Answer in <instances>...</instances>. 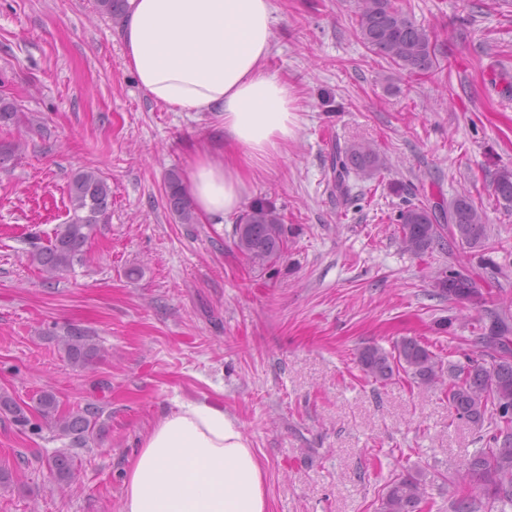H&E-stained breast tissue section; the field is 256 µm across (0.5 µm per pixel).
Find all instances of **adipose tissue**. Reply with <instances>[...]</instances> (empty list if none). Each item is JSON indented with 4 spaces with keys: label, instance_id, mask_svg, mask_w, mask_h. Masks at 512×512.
I'll use <instances>...</instances> for the list:
<instances>
[{
    "label": "adipose tissue",
    "instance_id": "adipose-tissue-1",
    "mask_svg": "<svg viewBox=\"0 0 512 512\" xmlns=\"http://www.w3.org/2000/svg\"><path fill=\"white\" fill-rule=\"evenodd\" d=\"M272 0H128L127 68L155 103L207 112L208 141L190 157L189 191L213 224L237 213L256 172L274 169L300 117L293 85L270 72ZM264 471L216 400H187L143 437L120 512H267Z\"/></svg>",
    "mask_w": 512,
    "mask_h": 512
}]
</instances>
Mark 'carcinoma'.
Returning a JSON list of instances; mask_svg holds the SVG:
<instances>
[{
    "mask_svg": "<svg viewBox=\"0 0 512 512\" xmlns=\"http://www.w3.org/2000/svg\"><path fill=\"white\" fill-rule=\"evenodd\" d=\"M94 6L99 14L119 24L126 0H95ZM355 32L369 51L409 77L426 75L436 67L434 32L416 23L397 0H359ZM18 119L15 101L1 95L0 126H9ZM381 166L379 154L369 146L338 143L330 157L328 185L344 195L351 175L372 178ZM493 190L497 199L512 203V171L498 172ZM67 194L66 221L57 225L48 244L33 253V260L48 280L82 264L98 225L108 223L110 218L112 186L99 170L77 171ZM165 198L178 223H197L192 198L175 170L167 174ZM397 223L406 250L417 256L434 248L450 253L458 243L470 249L481 248L488 238L485 217L467 195H458L446 205L411 204L399 211ZM232 239L246 262L260 270L273 267L288 252L283 215L265 198L254 200L237 217ZM431 286L436 295L462 305L476 308L487 303L483 286L462 265L440 271ZM51 335L73 367L86 368L99 357L100 348L93 335L78 324H66ZM481 342L494 359L489 367L471 358L464 365L446 364L428 345L412 337L402 338L389 351L375 343L366 344L357 351L356 359L364 374L377 381H386L401 371L418 384L435 385L448 374V408L455 417L479 427L487 420L495 426L493 447L470 456L461 479L480 486L496 512H507L512 508V318L505 313L492 314L490 324L481 326ZM0 411L33 431L45 425L59 437L70 439L72 447H83L90 438L103 433V410L97 403L62 410L56 395L48 391L37 399L41 425L32 423L26 409L7 395H0ZM49 469L59 483L66 484L73 475L74 457L57 454L49 460ZM424 500L422 479L409 473L385 487L378 512H421Z\"/></svg>",
    "mask_w": 512,
    "mask_h": 512,
    "instance_id": "1",
    "label": "carcinoma"
}]
</instances>
